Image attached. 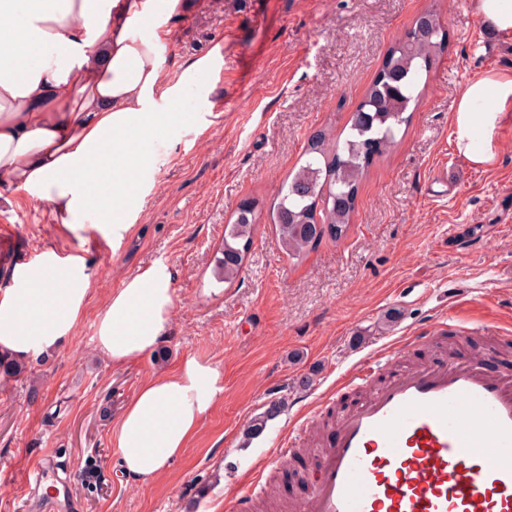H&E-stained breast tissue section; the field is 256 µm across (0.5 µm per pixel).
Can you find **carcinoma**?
<instances>
[{"label": "carcinoma", "mask_w": 512, "mask_h": 512, "mask_svg": "<svg viewBox=\"0 0 512 512\" xmlns=\"http://www.w3.org/2000/svg\"><path fill=\"white\" fill-rule=\"evenodd\" d=\"M415 21L428 27L417 36L407 32L390 46L382 67L353 111L343 141L326 131L312 135L305 150L309 159L283 182L277 202L269 213L276 225L281 249L298 258L314 249L324 238L316 219L329 222L331 238L348 230L359 183L373 159L397 144L400 127L408 122L405 113L419 105L422 77L443 54L447 39L437 12L427 10ZM257 210L247 202L224 228V241L213 258L214 280L230 285L240 276L255 229V217L242 210ZM0 372L7 377L23 373V366L0 353Z\"/></svg>", "instance_id": "1"}]
</instances>
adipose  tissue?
<instances>
[{"mask_svg": "<svg viewBox=\"0 0 512 512\" xmlns=\"http://www.w3.org/2000/svg\"><path fill=\"white\" fill-rule=\"evenodd\" d=\"M182 9L183 0H0V186L36 192L62 223L93 210L113 231L125 229L135 179L155 163L148 145L174 121L162 104L223 58L214 47L170 78L158 53L167 33L142 22ZM511 113L512 76H475L453 115L458 152L492 164L493 132ZM170 281L166 267L154 266L112 294L96 343L113 365L156 349L173 306ZM90 290L80 257L47 254L41 271L0 295V347L28 357L64 342ZM223 392L219 369L194 356L144 382L112 435L127 479L161 476Z\"/></svg>", "mask_w": 512, "mask_h": 512, "instance_id": "adipose-tissue-1", "label": "adipose tissue"}]
</instances>
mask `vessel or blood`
<instances>
[{
	"mask_svg": "<svg viewBox=\"0 0 512 512\" xmlns=\"http://www.w3.org/2000/svg\"><path fill=\"white\" fill-rule=\"evenodd\" d=\"M410 344L366 357L362 387ZM299 512H512V378L445 358L412 366L338 422Z\"/></svg>",
	"mask_w": 512,
	"mask_h": 512,
	"instance_id": "vessel-or-blood-1",
	"label": "vessel or blood"
}]
</instances>
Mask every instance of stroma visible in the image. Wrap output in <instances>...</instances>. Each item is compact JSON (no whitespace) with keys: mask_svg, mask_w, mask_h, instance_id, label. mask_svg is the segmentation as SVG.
Masks as SVG:
<instances>
[{"mask_svg":"<svg viewBox=\"0 0 512 512\" xmlns=\"http://www.w3.org/2000/svg\"><path fill=\"white\" fill-rule=\"evenodd\" d=\"M432 9L448 34L423 100L398 144L362 180L350 228L300 258L278 243L268 213L314 133L340 134L394 40ZM164 67L222 45L210 92L186 91L180 119L151 147L158 161L127 200L120 235L88 213L64 224L47 201L0 193L12 227L0 289L44 253L82 257L92 281L71 336L0 375V512H225L278 442L307 416L325 418L336 386L368 353L450 317L459 361L512 371L496 349L512 337V119L493 134L497 161L458 154L452 113L466 84L487 70L512 73V37L482 26L473 0H186L163 20ZM443 180H436V173ZM264 211L234 284H217L212 259L245 202ZM154 265L172 275L173 309L157 351L113 365L95 345L97 320L125 282ZM392 309L401 316L383 324ZM192 355L224 375V393L184 453L149 483L126 480L112 444L126 405L148 379ZM263 418L255 435L250 426ZM47 488L24 483L43 455Z\"/></svg>","mask_w":512,"mask_h":512,"instance_id":"1","label":"stroma"}]
</instances>
